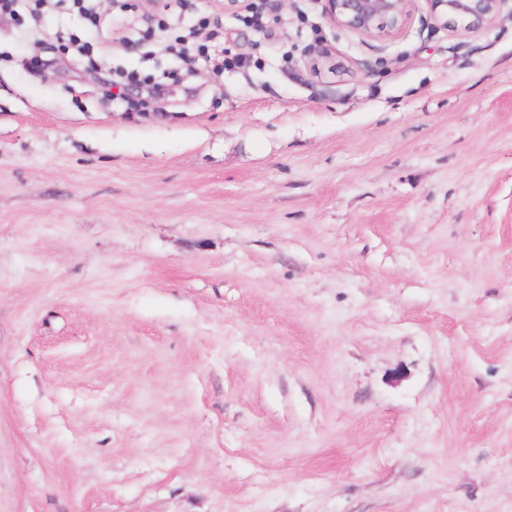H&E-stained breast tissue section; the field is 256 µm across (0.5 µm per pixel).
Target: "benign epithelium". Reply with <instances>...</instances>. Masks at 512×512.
<instances>
[{
  "label": "benign epithelium",
  "mask_w": 512,
  "mask_h": 512,
  "mask_svg": "<svg viewBox=\"0 0 512 512\" xmlns=\"http://www.w3.org/2000/svg\"><path fill=\"white\" fill-rule=\"evenodd\" d=\"M323 19L361 37L381 42L395 39L411 21V0H325ZM430 19L445 27L467 32L483 29L500 13L508 0H427ZM331 50L312 56L308 76L319 78L327 68Z\"/></svg>",
  "instance_id": "obj_1"
}]
</instances>
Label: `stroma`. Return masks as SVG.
<instances>
[{"instance_id":"stroma-1","label":"stroma","mask_w":512,"mask_h":512,"mask_svg":"<svg viewBox=\"0 0 512 512\" xmlns=\"http://www.w3.org/2000/svg\"><path fill=\"white\" fill-rule=\"evenodd\" d=\"M206 7L147 117L0 21V512H512V9ZM323 19L361 37L395 39L411 21V0H324ZM510 0H427L430 19L445 27L467 32L483 29ZM200 30L207 31L204 40L195 38ZM163 50L186 65L189 72L200 62L210 67L214 73L248 66L243 58L224 57V29L218 20H211L205 13H200L196 22L184 32L165 39Z\"/></svg>"}]
</instances>
